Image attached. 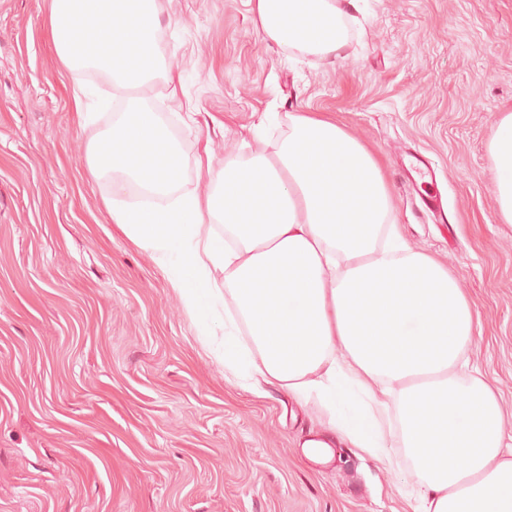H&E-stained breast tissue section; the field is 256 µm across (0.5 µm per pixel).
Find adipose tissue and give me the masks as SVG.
<instances>
[{
  "mask_svg": "<svg viewBox=\"0 0 512 512\" xmlns=\"http://www.w3.org/2000/svg\"><path fill=\"white\" fill-rule=\"evenodd\" d=\"M164 0H50L61 67L116 89L159 75ZM361 0H252L260 33L329 60ZM277 145L254 136L206 194H176L178 142L140 98L87 146L94 179L116 175L165 197L113 199L112 221L166 274L198 336L224 332L214 357L255 396L276 385L317 401L324 436L386 469L401 461L416 512H512V435L500 395L471 365L480 321L458 278L395 224L378 152L334 120L286 115ZM500 220L512 224V113L490 142ZM223 232H216V225ZM438 406H431L432 398Z\"/></svg>",
  "mask_w": 512,
  "mask_h": 512,
  "instance_id": "ef3b65f1",
  "label": "adipose tissue"
}]
</instances>
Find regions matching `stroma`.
<instances>
[{"label":"stroma","instance_id":"stroma-1","mask_svg":"<svg viewBox=\"0 0 512 512\" xmlns=\"http://www.w3.org/2000/svg\"><path fill=\"white\" fill-rule=\"evenodd\" d=\"M164 79L116 90L96 124L70 107L45 0H0V512H412L408 471L301 443L316 402L237 387L165 273L113 224L111 180L87 142L129 99L182 148L178 190L204 194L242 127L278 136L289 112L335 117L377 150L393 219L447 262L473 300L470 350L512 432V224L496 212L489 142L512 112V0H366L333 62L259 34L250 0H169Z\"/></svg>","mask_w":512,"mask_h":512}]
</instances>
